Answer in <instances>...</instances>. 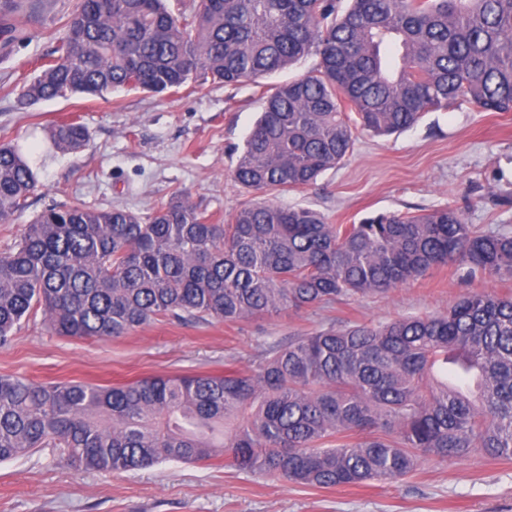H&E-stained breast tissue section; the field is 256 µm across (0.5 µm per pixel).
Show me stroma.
<instances>
[{"label":"stroma","mask_w":512,"mask_h":512,"mask_svg":"<svg viewBox=\"0 0 512 512\" xmlns=\"http://www.w3.org/2000/svg\"><path fill=\"white\" fill-rule=\"evenodd\" d=\"M32 2L34 23L20 39L0 42V137L19 145L38 185L27 208L0 224V250L52 205L124 207L146 216L179 191L226 219L253 201L232 176L237 150L265 92L310 71L315 57L257 84L208 82L164 97L120 90L20 110V89L49 59L71 4ZM72 116L87 126L89 142L64 153L46 131ZM277 200L316 210L331 224L452 207L467 223L512 229V112L462 102L426 112L413 127L387 137L357 133L347 160L315 185ZM471 291L512 297V279L470 278L449 266L386 295L236 325L156 321L119 340L57 336L35 318L0 346V375L107 385L152 375L220 374L228 362L248 367L274 340L332 324L440 312ZM59 457V449L43 448L0 463V512H512V460L488 456L447 464L427 458L403 479L329 489L245 471L221 456L121 473L77 470Z\"/></svg>","instance_id":"stroma-1"}]
</instances>
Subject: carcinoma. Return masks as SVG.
I'll return each mask as SVG.
<instances>
[{
  "mask_svg": "<svg viewBox=\"0 0 512 512\" xmlns=\"http://www.w3.org/2000/svg\"><path fill=\"white\" fill-rule=\"evenodd\" d=\"M14 20L26 0H3ZM17 99L24 108L116 89L176 92L203 74L275 86L233 176L260 198L218 221L176 193L152 215L82 203L39 213L0 251V346L42 313L58 336L120 339L164 318L235 325L282 309L386 294L435 268L512 278V230L446 207L330 224L270 195L304 189L353 150L354 130L401 132L455 102L512 112V0H75ZM82 150L77 120L49 130ZM37 175L0 141V224ZM60 448L77 470L126 472L220 453L318 488L387 481L433 457L512 458V298L463 295L444 313L329 326L269 345L246 370L48 383L0 375V462Z\"/></svg>",
  "mask_w": 512,
  "mask_h": 512,
  "instance_id": "obj_1",
  "label": "carcinoma"
}]
</instances>
